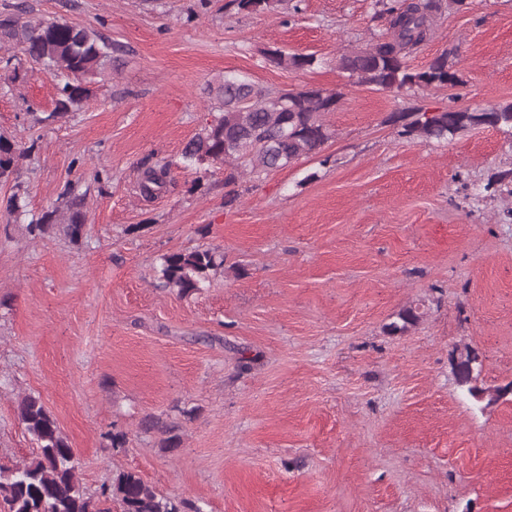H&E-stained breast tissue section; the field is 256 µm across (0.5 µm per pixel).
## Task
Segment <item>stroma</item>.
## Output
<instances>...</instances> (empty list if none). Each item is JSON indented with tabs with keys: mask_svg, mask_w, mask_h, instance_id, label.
I'll list each match as a JSON object with an SVG mask.
<instances>
[{
	"mask_svg": "<svg viewBox=\"0 0 512 512\" xmlns=\"http://www.w3.org/2000/svg\"><path fill=\"white\" fill-rule=\"evenodd\" d=\"M20 3L96 29L122 64L41 126L27 108L53 109L54 80L0 50V133L28 149L0 200L21 190L37 214L69 184L88 201L78 244L0 216V464L36 451L16 411L32 393L91 491L133 469L203 512H512V401L476 403L450 364L467 347L481 385L512 381V197L480 195L512 168V139L476 126L413 143L388 121L512 102V0L444 11L408 62L452 52L460 85L402 93L346 87L336 67L386 33L375 0L251 14L231 0H0V18ZM271 46L319 64L274 67ZM229 71L265 90H342L320 154L199 188L175 167L141 197L142 172L177 158ZM202 246L223 272L186 297L161 288L162 255ZM406 308L417 322L391 333ZM152 417L177 425L178 447L143 429Z\"/></svg>",
	"mask_w": 512,
	"mask_h": 512,
	"instance_id": "stroma-1",
	"label": "stroma"
}]
</instances>
